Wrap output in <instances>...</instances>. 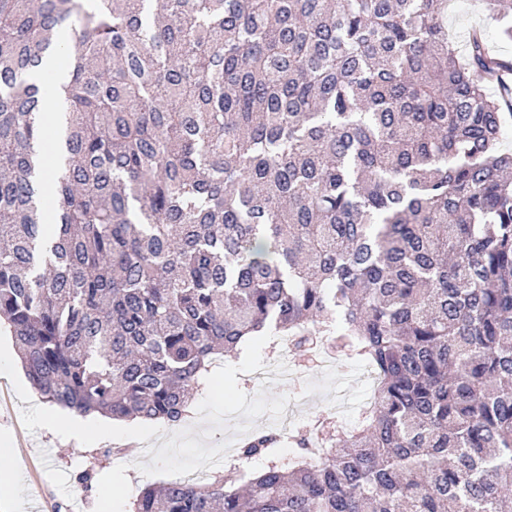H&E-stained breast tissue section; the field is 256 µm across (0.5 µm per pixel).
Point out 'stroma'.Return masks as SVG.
Returning a JSON list of instances; mask_svg holds the SVG:
<instances>
[{
  "label": "stroma",
  "mask_w": 512,
  "mask_h": 512,
  "mask_svg": "<svg viewBox=\"0 0 512 512\" xmlns=\"http://www.w3.org/2000/svg\"><path fill=\"white\" fill-rule=\"evenodd\" d=\"M475 25L483 27L492 50L512 56V42L501 39L475 0H450L448 33L457 46ZM274 360L287 364V380L255 381L254 372ZM364 369L362 360L329 346L318 360L258 336L213 369L211 382L195 396L199 421L97 439L42 418L49 404L32 390L10 336L0 330V393L10 399L0 409V441L12 450L0 460V472L14 480L11 495L0 496V512H102L107 493L116 512H128L139 488L185 479L247 436L274 430L288 407L299 411L304 429L322 418L352 427L373 397ZM91 466L97 478L87 486L80 475Z\"/></svg>",
  "instance_id": "stroma-1"
}]
</instances>
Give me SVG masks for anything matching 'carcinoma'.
Wrapping results in <instances>:
<instances>
[{
  "label": "carcinoma",
  "mask_w": 512,
  "mask_h": 512,
  "mask_svg": "<svg viewBox=\"0 0 512 512\" xmlns=\"http://www.w3.org/2000/svg\"><path fill=\"white\" fill-rule=\"evenodd\" d=\"M448 0H0V324L42 399L178 422L274 329L378 383L330 451L129 512H509L512 56ZM66 156L34 79L66 40ZM260 432L242 458L270 456Z\"/></svg>",
  "instance_id": "obj_1"
}]
</instances>
